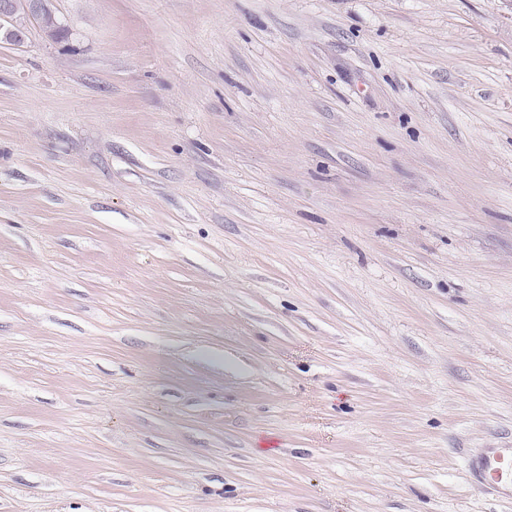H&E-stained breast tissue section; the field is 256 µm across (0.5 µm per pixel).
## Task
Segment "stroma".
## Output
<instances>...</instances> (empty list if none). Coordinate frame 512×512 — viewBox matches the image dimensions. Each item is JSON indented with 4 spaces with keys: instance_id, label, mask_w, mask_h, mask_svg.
<instances>
[{
    "instance_id": "35a3bbf8",
    "label": "stroma",
    "mask_w": 512,
    "mask_h": 512,
    "mask_svg": "<svg viewBox=\"0 0 512 512\" xmlns=\"http://www.w3.org/2000/svg\"><path fill=\"white\" fill-rule=\"evenodd\" d=\"M0 38V512H512V0H48ZM475 468L498 496L512 499V448H486Z\"/></svg>"
}]
</instances>
